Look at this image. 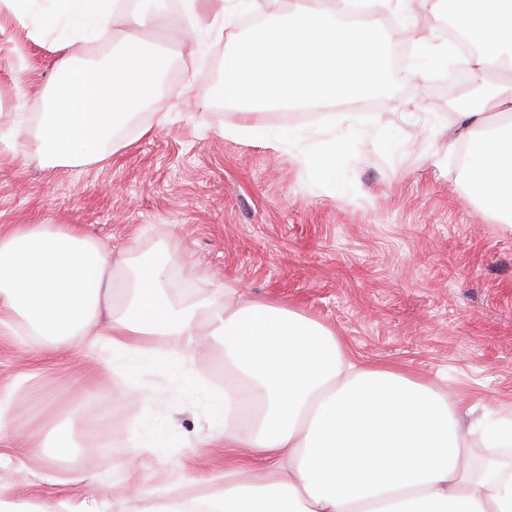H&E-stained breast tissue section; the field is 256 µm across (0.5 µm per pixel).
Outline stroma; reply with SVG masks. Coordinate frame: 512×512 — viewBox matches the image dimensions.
Instances as JSON below:
<instances>
[{
	"instance_id": "1",
	"label": "stroma",
	"mask_w": 512,
	"mask_h": 512,
	"mask_svg": "<svg viewBox=\"0 0 512 512\" xmlns=\"http://www.w3.org/2000/svg\"><path fill=\"white\" fill-rule=\"evenodd\" d=\"M363 20L382 26L394 48L421 35L447 40L434 0H411L404 19L373 0ZM241 33L236 18L220 40L203 29L183 39L138 29L145 48H163L168 60L140 111L151 133L118 136L96 163L45 168L37 127L61 30L9 24L0 34V129L20 123L26 134L19 153L0 150V228L77 229L111 247L118 276L161 266L175 302L233 282L247 297L335 328L360 364L401 370L460 406L481 401L495 418H512V228L468 195L448 69L414 75L409 51L388 96L248 112L212 99L224 53ZM245 122L293 127L303 138L273 151L224 136ZM313 128L326 142L347 139L336 151V181L308 161L321 141L309 137ZM131 376L152 388V413L134 401ZM232 379L223 346L212 341L193 347L187 362L152 365L85 351L24 358L0 336V385H22L14 406L22 445L49 444L63 425L83 449L75 462L23 465L0 452V505L38 512L56 497H103L107 512H130L132 428L152 443L140 472L149 492L162 494L195 467L223 466V448L208 438L210 390ZM109 421L119 434L88 437ZM75 468L86 478L68 483Z\"/></svg>"
}]
</instances>
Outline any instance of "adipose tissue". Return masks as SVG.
<instances>
[{"instance_id": "adipose-tissue-1", "label": "adipose tissue", "mask_w": 512, "mask_h": 512, "mask_svg": "<svg viewBox=\"0 0 512 512\" xmlns=\"http://www.w3.org/2000/svg\"><path fill=\"white\" fill-rule=\"evenodd\" d=\"M13 20H52L63 30L55 83L38 127L46 166L104 159L115 134L157 91L166 60L136 29L160 15L123 0H5ZM475 54L462 66L512 71V0H435ZM133 29L108 70L77 65L75 42L95 45L111 19ZM504 118L464 106L465 177L481 208L512 223V94L496 92ZM100 242L57 224L0 231V335L20 350L59 357L108 349L125 358L183 360L199 338L224 347L238 372L217 399L224 411V467L187 472L162 499L135 512H512V422L477 424L489 461L460 464L461 408L433 385L390 368L357 365L334 329L299 312L244 298L232 285L183 305L166 298L157 267L116 279ZM207 315V331L197 319ZM203 485L185 502L182 485Z\"/></svg>"}]
</instances>
